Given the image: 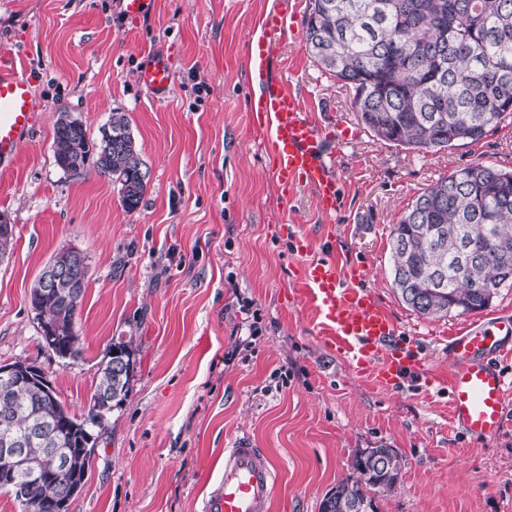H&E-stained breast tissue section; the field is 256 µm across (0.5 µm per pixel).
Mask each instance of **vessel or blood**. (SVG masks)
Instances as JSON below:
<instances>
[{"mask_svg":"<svg viewBox=\"0 0 512 512\" xmlns=\"http://www.w3.org/2000/svg\"><path fill=\"white\" fill-rule=\"evenodd\" d=\"M288 32L287 16L276 11L262 19V35L250 48L254 71H266L277 42ZM153 95H165L173 82L167 57L154 56L138 74ZM39 118L25 71L0 65V165L9 166L19 144ZM250 124L264 130L272 176L281 197L309 188L325 221L336 216L340 180L328 159L322 126L304 111L299 96L281 81L263 78L248 110ZM297 285L322 320V340L331 351L369 371L376 386L397 388L421 373L422 359L396 334L382 303L370 291L343 282L332 258L303 264ZM512 343V318L494 317L468 327L448 345L453 368L448 388L452 419L470 436L490 438L504 424L506 379L498 357ZM278 473L262 449L242 441L224 451V473L206 496L201 512H270Z\"/></svg>","mask_w":512,"mask_h":512,"instance_id":"obj_1","label":"vessel or blood"}]
</instances>
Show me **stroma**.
Instances as JSON below:
<instances>
[{
	"mask_svg": "<svg viewBox=\"0 0 512 512\" xmlns=\"http://www.w3.org/2000/svg\"><path fill=\"white\" fill-rule=\"evenodd\" d=\"M309 0H153L137 19L120 0H0V62L26 69L42 115L0 172V219L13 244L0 256V364L33 360L58 398L81 414L113 343L131 341L134 371L108 415L68 512H201L245 440L279 472L272 512H319L352 475L359 450L379 444L401 460L377 512H512V396L494 437L466 436L448 412V343L488 317L512 316V288L482 311L441 318L412 311L395 291L390 229L415 198L455 169L512 170V117L478 143L441 152L374 138L352 110L353 91L313 62L302 16ZM297 13L269 66L330 132L341 189L332 253L342 274L361 269L400 338L424 357L422 374L377 388L321 342V320L294 277L327 256L313 192L282 203L263 132L248 123L258 81L249 65L263 16ZM168 56L173 87L155 97L137 74ZM70 112L90 137L126 113L149 168L139 207L118 183L64 174L54 123ZM294 225L307 248L279 233ZM75 248L88 284L76 318L79 354L42 344L30 288L50 257Z\"/></svg>",
	"mask_w": 512,
	"mask_h": 512,
	"instance_id": "obj_1",
	"label": "stroma"
}]
</instances>
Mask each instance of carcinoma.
<instances>
[{
    "mask_svg": "<svg viewBox=\"0 0 512 512\" xmlns=\"http://www.w3.org/2000/svg\"><path fill=\"white\" fill-rule=\"evenodd\" d=\"M311 57L325 73L352 88V109L378 140L409 150L441 152L477 143L512 115V0H309L304 20ZM56 165L94 170L120 184V201L137 209L149 169L123 112L112 113L96 139L81 123L61 115L54 124ZM393 286L402 301L425 317L481 311L512 287V171L482 163L458 168L419 195L392 225ZM85 289L72 296L47 288L37 276L30 305L38 324L75 325ZM53 353L78 354L77 336L50 339ZM99 368L87 411L70 412L43 375L0 390V429L27 440L34 457L46 444L33 436L37 423L58 422L54 447L79 458L78 467L53 473L28 487L19 503L40 512L46 502L84 484L94 445L107 415L126 394L133 371L129 342ZM354 475L334 486L320 512H377L370 490L394 489L400 461L380 444L360 451Z\"/></svg>",
    "mask_w": 512,
    "mask_h": 512,
    "instance_id": "obj_1",
    "label": "carcinoma"
}]
</instances>
